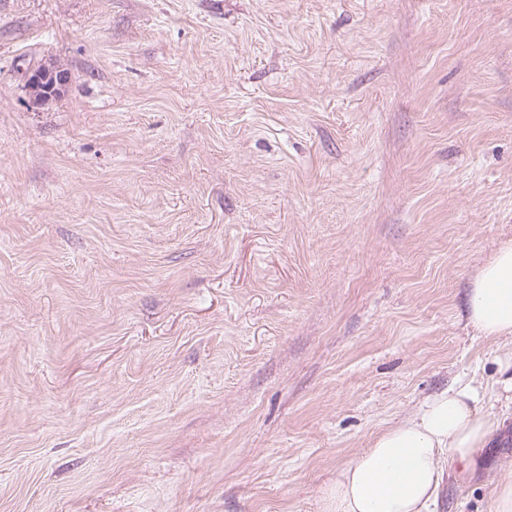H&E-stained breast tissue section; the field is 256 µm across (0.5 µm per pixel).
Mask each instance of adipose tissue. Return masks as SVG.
I'll use <instances>...</instances> for the list:
<instances>
[{"mask_svg": "<svg viewBox=\"0 0 512 512\" xmlns=\"http://www.w3.org/2000/svg\"><path fill=\"white\" fill-rule=\"evenodd\" d=\"M468 318L484 338L512 342V240L477 272ZM485 389L471 381L425 399L341 468L322 498V512H435L449 463L475 472L499 419L483 410Z\"/></svg>", "mask_w": 512, "mask_h": 512, "instance_id": "1", "label": "adipose tissue"}]
</instances>
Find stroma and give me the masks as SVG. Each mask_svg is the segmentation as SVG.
Here are the masks:
<instances>
[{
    "instance_id": "obj_1",
    "label": "stroma",
    "mask_w": 512,
    "mask_h": 512,
    "mask_svg": "<svg viewBox=\"0 0 512 512\" xmlns=\"http://www.w3.org/2000/svg\"><path fill=\"white\" fill-rule=\"evenodd\" d=\"M505 240L512 0H0V512H319ZM68 80V72L62 65L45 66L31 70L26 75V86L33 103L45 106L60 93Z\"/></svg>"
}]
</instances>
